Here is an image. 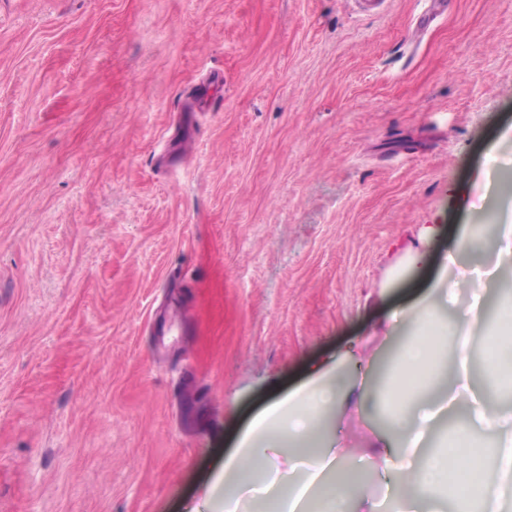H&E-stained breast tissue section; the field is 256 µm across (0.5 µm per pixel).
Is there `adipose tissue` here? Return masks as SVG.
Segmentation results:
<instances>
[{
  "label": "adipose tissue",
  "mask_w": 512,
  "mask_h": 512,
  "mask_svg": "<svg viewBox=\"0 0 512 512\" xmlns=\"http://www.w3.org/2000/svg\"><path fill=\"white\" fill-rule=\"evenodd\" d=\"M496 224L489 263L472 297L451 275L475 242L461 232L428 290L388 319L384 335L348 344L308 365L300 388L249 424L208 495L224 512H248L261 494L275 512H512V200L486 182ZM501 300L487 308L489 291ZM483 347V383L469 373ZM367 421L360 467L327 436L329 420ZM381 482L365 484L363 469Z\"/></svg>",
  "instance_id": "1"
}]
</instances>
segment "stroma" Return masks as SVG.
I'll use <instances>...</instances> for the list:
<instances>
[{
    "instance_id": "1",
    "label": "stroma",
    "mask_w": 512,
    "mask_h": 512,
    "mask_svg": "<svg viewBox=\"0 0 512 512\" xmlns=\"http://www.w3.org/2000/svg\"><path fill=\"white\" fill-rule=\"evenodd\" d=\"M0 0V512H185L512 195V0ZM435 227L431 225H424L420 228L418 233V241L416 247L408 248L405 258L408 265L417 264L426 259V244L434 237Z\"/></svg>"
}]
</instances>
